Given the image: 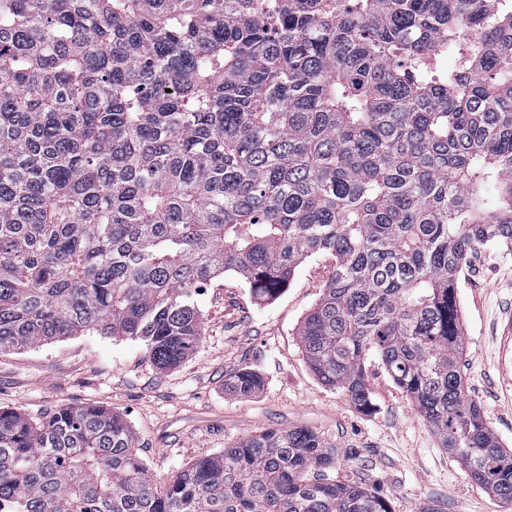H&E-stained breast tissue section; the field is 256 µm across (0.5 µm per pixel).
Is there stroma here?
<instances>
[{
  "mask_svg": "<svg viewBox=\"0 0 512 512\" xmlns=\"http://www.w3.org/2000/svg\"><path fill=\"white\" fill-rule=\"evenodd\" d=\"M334 265L330 255L307 258L267 302L232 274L207 284L196 297L202 340L172 369L157 368L138 342L94 333L0 353V408L37 421L60 406H104L124 418L137 454L161 480L261 430L305 426L332 447L355 450L339 480L363 483L391 512L426 505L512 512L440 448L377 357L365 362L366 412L311 372L298 333ZM458 299L466 390L499 442L512 448V248L489 245L471 255L459 274ZM240 367L259 376L256 395L225 389L226 375Z\"/></svg>",
  "mask_w": 512,
  "mask_h": 512,
  "instance_id": "35a3bbf8",
  "label": "stroma"
}]
</instances>
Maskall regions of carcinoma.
Returning a JSON list of instances; mask_svg holds the SVG:
<instances>
[{
    "mask_svg": "<svg viewBox=\"0 0 512 512\" xmlns=\"http://www.w3.org/2000/svg\"><path fill=\"white\" fill-rule=\"evenodd\" d=\"M491 243L512 245V0H0V353L95 332L170 369L198 288L233 272L266 300L328 253L311 371L366 411L377 356L511 506L512 449L459 368L458 275ZM353 454L270 428L161 481L99 405L0 409V503L390 512L329 477Z\"/></svg>",
    "mask_w": 512,
    "mask_h": 512,
    "instance_id": "obj_1",
    "label": "carcinoma"
}]
</instances>
